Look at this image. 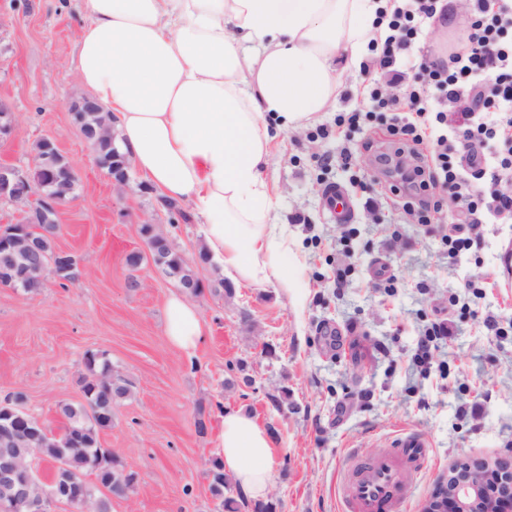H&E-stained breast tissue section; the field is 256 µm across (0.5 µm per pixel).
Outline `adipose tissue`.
Segmentation results:
<instances>
[{
    "mask_svg": "<svg viewBox=\"0 0 512 512\" xmlns=\"http://www.w3.org/2000/svg\"><path fill=\"white\" fill-rule=\"evenodd\" d=\"M383 0H84L70 68L107 112L129 162L163 199L188 204L202 250L238 282L289 286L295 243L265 176L272 128L315 122L356 66ZM207 328L180 294L166 301L170 345ZM225 474L268 501L273 440L248 413H225Z\"/></svg>",
    "mask_w": 512,
    "mask_h": 512,
    "instance_id": "1",
    "label": "adipose tissue"
}]
</instances>
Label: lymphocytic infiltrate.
<instances>
[{"instance_id": "obj_1", "label": "lymphocytic infiltrate", "mask_w": 512, "mask_h": 512, "mask_svg": "<svg viewBox=\"0 0 512 512\" xmlns=\"http://www.w3.org/2000/svg\"><path fill=\"white\" fill-rule=\"evenodd\" d=\"M470 17L463 33L444 54H413L426 37L425 20L446 18L442 0H387L379 11L385 37L377 65L381 78L363 85L366 110L352 113L348 125L391 112L390 127L407 156L401 176L423 192L450 191L455 222L443 237L449 257L470 250L468 224L493 215L512 222V0H468ZM401 87V95L383 93L381 82Z\"/></svg>"}]
</instances>
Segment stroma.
Returning <instances> with one entry per match:
<instances>
[{
	"instance_id": "35a3bbf8",
	"label": "stroma",
	"mask_w": 512,
	"mask_h": 512,
	"mask_svg": "<svg viewBox=\"0 0 512 512\" xmlns=\"http://www.w3.org/2000/svg\"><path fill=\"white\" fill-rule=\"evenodd\" d=\"M85 21L82 0H0V100L15 116L11 135L0 139V162L30 169L36 142L49 137L74 166L75 198L60 211L55 243L81 271L64 287L50 280L34 292L0 288V398L22 393L55 432L56 405L83 399L85 355L111 362L131 393L100 440L136 475L112 512H213L207 472L221 456L229 409L251 413L274 441L276 512H339L345 455L383 453L405 428L425 435L431 453L405 512H422L455 462L512 458V223L477 225L478 249L449 259L441 237L453 199L434 190L431 224L410 223L404 193L372 163L393 148L389 113L346 137L318 136L360 107L369 76L357 68L317 122L278 132L266 170L279 190V221L296 243L292 279L303 305L275 282L224 291L208 264L195 300L207 336L191 354L168 344L165 302L176 284L149 264H126L145 249L140 218L161 215L162 204L137 172L136 190L113 189L105 170L89 163L93 150L68 109L88 94L68 69ZM324 156L333 157L331 167L321 165ZM329 184L347 188L351 225L327 212ZM387 274L395 278L389 289ZM132 276L139 287H128ZM469 281L484 288L480 303L464 291ZM489 315L503 335L488 333ZM438 317L455 334L431 363L414 365L420 334ZM282 396L287 406L274 410ZM476 400L480 410L469 414Z\"/></svg>"
}]
</instances>
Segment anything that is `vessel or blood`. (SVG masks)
Listing matches in <instances>:
<instances>
[{
    "instance_id": "1",
    "label": "vessel or blood",
    "mask_w": 512,
    "mask_h": 512,
    "mask_svg": "<svg viewBox=\"0 0 512 512\" xmlns=\"http://www.w3.org/2000/svg\"><path fill=\"white\" fill-rule=\"evenodd\" d=\"M393 453L364 461L349 455L339 496L343 512H403L404 490L428 464L429 444L419 433L397 434Z\"/></svg>"
}]
</instances>
